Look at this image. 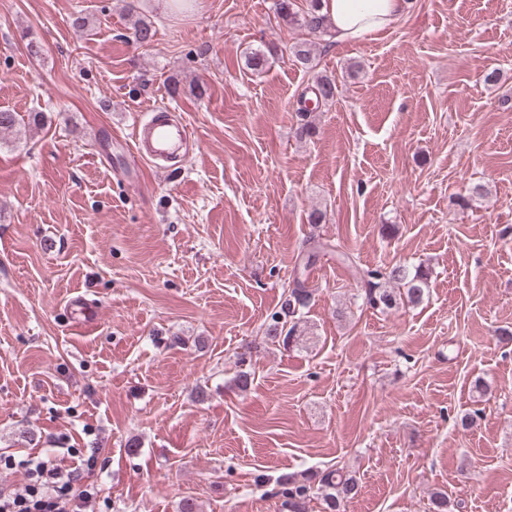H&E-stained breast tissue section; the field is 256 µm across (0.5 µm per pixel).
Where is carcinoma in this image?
<instances>
[{"label": "carcinoma", "mask_w": 512, "mask_h": 512, "mask_svg": "<svg viewBox=\"0 0 512 512\" xmlns=\"http://www.w3.org/2000/svg\"><path fill=\"white\" fill-rule=\"evenodd\" d=\"M320 0H310L309 8L304 14L295 11L294 0H276L275 8L282 21L299 24L317 35L324 32L322 19L317 15ZM128 41L146 46L154 41L156 28L146 17L140 15L136 5L129 6ZM336 79L326 75H317L311 87L315 104L326 105L336 97ZM24 123V118L17 112L0 110V132H13ZM366 278V299L374 309L391 310L402 301L419 303L429 292V274L417 267L409 270L405 266L377 267L364 273ZM312 297L307 284L297 279L288 289L279 310L270 316L267 335L273 340H280L290 345L298 336V324L287 325V319L295 317L305 308ZM358 481L352 475H346L338 469L317 474L290 475L280 481L277 495L282 497L281 507L284 512H307V504L316 492H321L324 512H345V505L358 494Z\"/></svg>", "instance_id": "cac0c4a2"}]
</instances>
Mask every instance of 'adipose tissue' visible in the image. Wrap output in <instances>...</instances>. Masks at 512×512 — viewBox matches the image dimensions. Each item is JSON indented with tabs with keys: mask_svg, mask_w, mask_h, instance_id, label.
I'll list each match as a JSON object with an SVG mask.
<instances>
[{
	"mask_svg": "<svg viewBox=\"0 0 512 512\" xmlns=\"http://www.w3.org/2000/svg\"><path fill=\"white\" fill-rule=\"evenodd\" d=\"M407 0H321L320 14L337 42H356L389 29Z\"/></svg>",
	"mask_w": 512,
	"mask_h": 512,
	"instance_id": "ef3b65f1",
	"label": "adipose tissue"
}]
</instances>
